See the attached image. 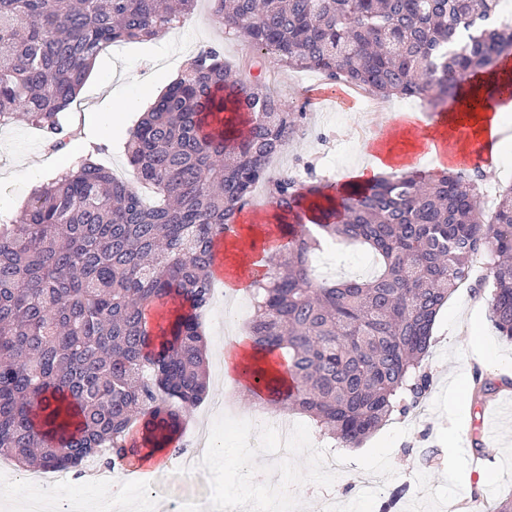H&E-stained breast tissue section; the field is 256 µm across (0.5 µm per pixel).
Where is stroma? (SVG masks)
I'll return each instance as SVG.
<instances>
[{
  "label": "stroma",
  "instance_id": "1",
  "mask_svg": "<svg viewBox=\"0 0 512 512\" xmlns=\"http://www.w3.org/2000/svg\"><path fill=\"white\" fill-rule=\"evenodd\" d=\"M215 46L224 51V62L239 78L263 77L287 107L301 112L303 119L294 138L272 163V172L302 171L312 166L318 178L334 182L366 159L365 142L354 131L375 123L394 120L401 112H420L427 103L418 98L391 97L381 100L380 110L365 109L363 103L321 108L314 95L332 92L333 85L321 73L300 71L260 58L245 41L225 35L212 21L206 4L179 25L166 38L113 44L97 59L91 76L78 96L76 108L65 112L63 124L80 133L71 153L95 146L97 159L116 170L123 179L133 180L124 146L129 128L147 112L150 93L162 92L201 49ZM40 164V178H54L63 166L61 154L50 151L41 131L19 118L0 127V215H17L33 190L30 182L17 178L21 162ZM491 281L476 279L474 289L461 288L452 293L441 309L434 328L428 366L433 386L429 404L408 417L397 416L373 433L359 451L344 449L337 469L315 472L312 464L289 468L288 481L298 497L291 512H319L326 494L343 500L349 512H379L389 491L413 484L414 491L400 499L394 512H459L457 505L471 499L473 492L453 481L452 473L469 464L462 443L466 433L479 434L489 456L487 484L492 494L484 495V512H493L499 499L512 495V416L491 421L483 417L470 394L459 399L448 397L456 378L471 377L478 361L470 335L481 336L492 345L503 361L512 362V341L501 336L489 319L488 307L474 308L475 295L489 297ZM235 418L213 417L209 402H202L186 419L187 430H194L197 419L207 418L209 425L223 436L224 446L243 439L249 428L253 408L245 397H237ZM172 451H165L150 484L155 497L136 502L138 512H155V498L183 500L202 496H221L228 503L243 499L256 502L265 497L268 487L280 471L273 459L238 469L230 457L215 456L190 478L174 471ZM122 472L112 482L97 481L95 476L65 475L63 483L52 484L54 497L69 498L74 487L83 488L87 502H110L116 489L126 487Z\"/></svg>",
  "mask_w": 512,
  "mask_h": 512
}]
</instances>
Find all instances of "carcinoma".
Masks as SVG:
<instances>
[{"instance_id": "obj_1", "label": "carcinoma", "mask_w": 512, "mask_h": 512, "mask_svg": "<svg viewBox=\"0 0 512 512\" xmlns=\"http://www.w3.org/2000/svg\"><path fill=\"white\" fill-rule=\"evenodd\" d=\"M198 0H0V125L23 116L52 149L74 131L60 114L100 53L176 26ZM224 32L293 69L383 99L442 109L464 81L512 55L500 0H208ZM291 112L260 82L198 52L128 131L125 154L159 201L93 159L76 157L0 225V456L17 467H111L175 441L206 397L211 269L224 232L256 184L275 202L282 245L254 281L248 336L283 356L285 392L260 368L267 402L308 416L320 435L357 448L417 408L436 317L493 248L490 320L512 340V186L483 221L486 174L439 170L384 176L338 195L333 185L268 160L292 140ZM313 214L321 233L303 224ZM366 247L370 278L318 280L324 243ZM512 381L477 371L473 401Z\"/></svg>"}]
</instances>
